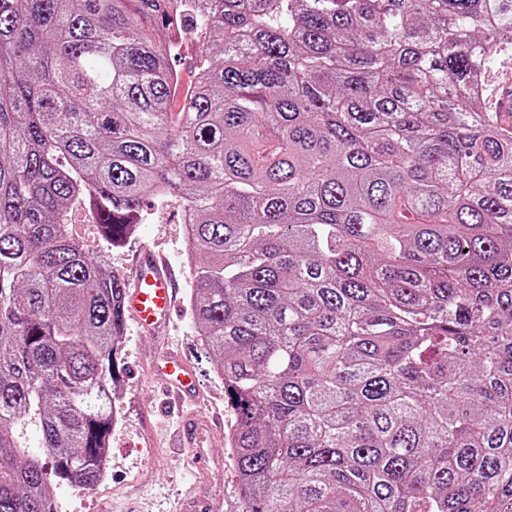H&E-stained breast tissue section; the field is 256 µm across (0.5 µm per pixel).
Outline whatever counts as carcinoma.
Instances as JSON below:
<instances>
[{
	"instance_id": "cac0c4a2",
	"label": "carcinoma",
	"mask_w": 512,
	"mask_h": 512,
	"mask_svg": "<svg viewBox=\"0 0 512 512\" xmlns=\"http://www.w3.org/2000/svg\"><path fill=\"white\" fill-rule=\"evenodd\" d=\"M511 61L512 0H0V512L92 489L118 412L68 211L112 248L169 198L243 512H512ZM200 53V44L194 41L188 42L181 49V56L172 62L173 68L178 72L181 86L180 94L190 91L195 82L194 61ZM508 73H512L511 64H505L489 75L487 82V101H489L492 96L494 88L500 84L496 92L498 95H495L492 99L495 112H512V78H508L507 81L501 83ZM501 88L502 91L499 93Z\"/></svg>"
}]
</instances>
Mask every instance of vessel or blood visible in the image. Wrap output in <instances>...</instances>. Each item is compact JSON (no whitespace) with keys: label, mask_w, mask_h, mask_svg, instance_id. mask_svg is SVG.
Masks as SVG:
<instances>
[{"label":"vessel or blood","mask_w":512,"mask_h":512,"mask_svg":"<svg viewBox=\"0 0 512 512\" xmlns=\"http://www.w3.org/2000/svg\"><path fill=\"white\" fill-rule=\"evenodd\" d=\"M176 292V281L158 255L149 247H141L136 257L134 280L124 297V307L144 333L154 336L168 325ZM154 369L167 381L170 396L175 401L192 399L201 387L199 376L180 353L166 352L155 362ZM210 428L207 418L191 414L186 417L179 435L180 444L194 448L195 466L201 473L208 470L211 461L206 451Z\"/></svg>","instance_id":"b4317fda"}]
</instances>
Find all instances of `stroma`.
I'll list each match as a JSON object with an SVG mask.
<instances>
[{"instance_id":"stroma-1","label":"stroma","mask_w":512,"mask_h":512,"mask_svg":"<svg viewBox=\"0 0 512 512\" xmlns=\"http://www.w3.org/2000/svg\"><path fill=\"white\" fill-rule=\"evenodd\" d=\"M70 220L73 233L87 248L107 252L113 268L124 277L132 276L139 247L161 254L175 273L178 305L163 334L147 337L135 325H128L120 352L125 372L118 384L121 419L112 431L111 468L91 490L61 488L59 512H180L191 497L212 501L220 512H242L237 477L224 444L232 413L224 401V386L213 372L214 356L204 349L192 324L191 276L178 201L149 206L148 216L134 236L113 249L100 241L96 221L89 218L86 207L75 206ZM166 350L181 352L202 378L203 386L191 409L219 419L210 448L213 462L209 473L203 475L190 465L191 449L174 448L183 411L166 404L164 385L151 372L154 358Z\"/></svg>"}]
</instances>
